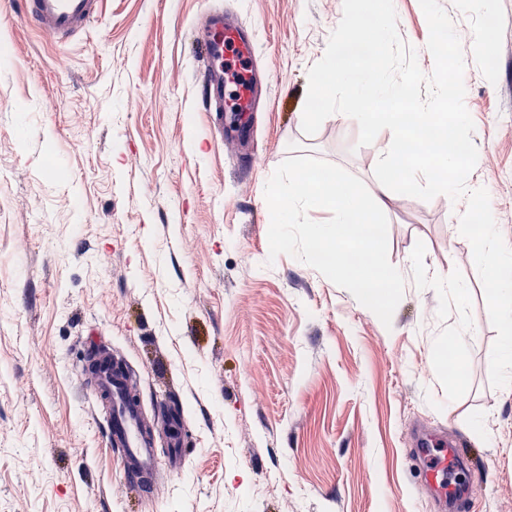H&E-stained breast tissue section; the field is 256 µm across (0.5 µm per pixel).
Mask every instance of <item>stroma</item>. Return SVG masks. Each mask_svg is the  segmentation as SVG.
<instances>
[{
    "instance_id": "obj_1",
    "label": "stroma",
    "mask_w": 512,
    "mask_h": 512,
    "mask_svg": "<svg viewBox=\"0 0 512 512\" xmlns=\"http://www.w3.org/2000/svg\"><path fill=\"white\" fill-rule=\"evenodd\" d=\"M0 0V512H512V389L490 382L496 331L465 200L393 194L391 326L288 254L271 256L267 181L313 156L375 189L392 140L355 120L302 129L308 70L343 0H102L58 43ZM497 227L512 247V0H439ZM252 29L265 76L246 138L211 129L195 84L211 6ZM424 74L419 0H395ZM494 26H486V17ZM452 276L460 295L419 283ZM461 337L463 373L440 350ZM133 374L147 421L174 395L187 456L153 497L126 482L83 383L87 341ZM462 444L478 477L439 508L411 475L415 436Z\"/></svg>"
}]
</instances>
